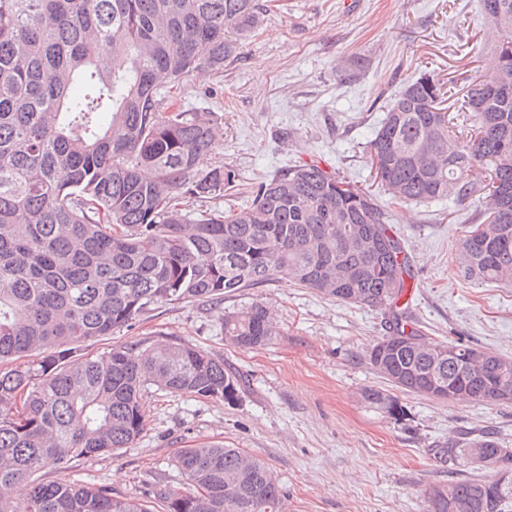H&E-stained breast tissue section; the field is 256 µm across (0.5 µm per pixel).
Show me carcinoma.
Instances as JSON below:
<instances>
[{
  "label": "carcinoma",
  "mask_w": 512,
  "mask_h": 512,
  "mask_svg": "<svg viewBox=\"0 0 512 512\" xmlns=\"http://www.w3.org/2000/svg\"><path fill=\"white\" fill-rule=\"evenodd\" d=\"M494 26L496 70L477 77L455 110L444 84L404 83L369 141L375 177L391 203L485 191L480 222L459 243L461 275L512 284V0H483ZM258 0H0V512H283L280 484L261 458L222 443L181 449L190 490L156 485L151 498L107 486L44 482L129 448L145 429L144 394L233 403L240 377L190 343L156 339L80 354L131 328L159 303L218 304L275 280L312 288L387 316L396 353L367 363L394 387L430 396L461 366L476 378L458 399L497 405L503 357L413 326L397 306L410 261L388 214L353 182L305 163L253 186L242 210L209 203L236 187L213 158L223 127L181 105L185 80L224 73L260 25ZM112 57V71L99 61ZM277 335L253 302L224 314V336L243 349ZM365 403L393 419L399 399L366 389ZM481 448L499 474L509 457L489 433L448 458ZM490 480H449L425 491L424 512L448 496L495 512ZM237 487L236 495L226 487Z\"/></svg>",
  "instance_id": "cac0c4a2"
}]
</instances>
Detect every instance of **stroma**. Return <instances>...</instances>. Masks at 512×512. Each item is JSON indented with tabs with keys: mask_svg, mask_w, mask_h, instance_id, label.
Instances as JSON below:
<instances>
[{
	"mask_svg": "<svg viewBox=\"0 0 512 512\" xmlns=\"http://www.w3.org/2000/svg\"><path fill=\"white\" fill-rule=\"evenodd\" d=\"M276 2L222 76L186 80L185 104L216 112L224 134L214 154L236 169L241 184L212 208L243 209L250 204L244 185L317 163L387 208L411 261L399 305L422 332L512 358V286L465 279L455 262L483 195L389 206L366 152L405 81L427 74L459 90L463 75L491 70L494 32L482 0ZM255 301L275 310L279 334L258 349L236 348L224 338L223 315ZM385 332L379 309L283 280L244 289L217 308L155 305L135 326L94 342L92 351L159 335L188 342L241 376L238 401L148 390L146 427L131 447L46 477L142 499L159 483L186 489L175 455L219 442L269 463L286 512H424L425 489L478 472L468 459H448L449 442L490 433L512 448V403L402 392V419L369 407L362 390L389 384L364 355Z\"/></svg>",
	"mask_w": 512,
	"mask_h": 512,
	"instance_id": "obj_1",
	"label": "stroma"
}]
</instances>
